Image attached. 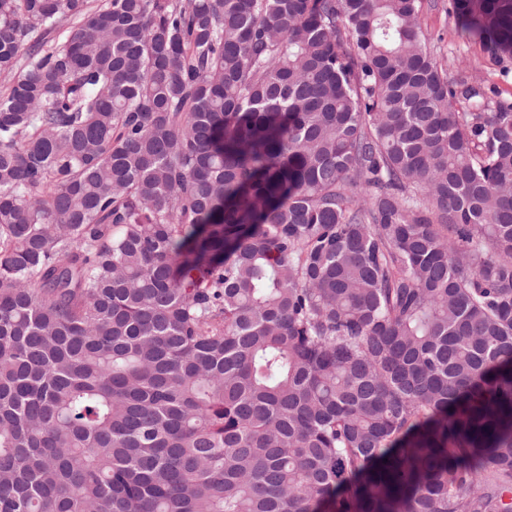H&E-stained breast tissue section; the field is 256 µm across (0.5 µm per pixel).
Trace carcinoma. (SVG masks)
<instances>
[{"instance_id": "cac0c4a2", "label": "carcinoma", "mask_w": 512, "mask_h": 512, "mask_svg": "<svg viewBox=\"0 0 512 512\" xmlns=\"http://www.w3.org/2000/svg\"><path fill=\"white\" fill-rule=\"evenodd\" d=\"M421 10L0 0V512H512V104Z\"/></svg>"}]
</instances>
